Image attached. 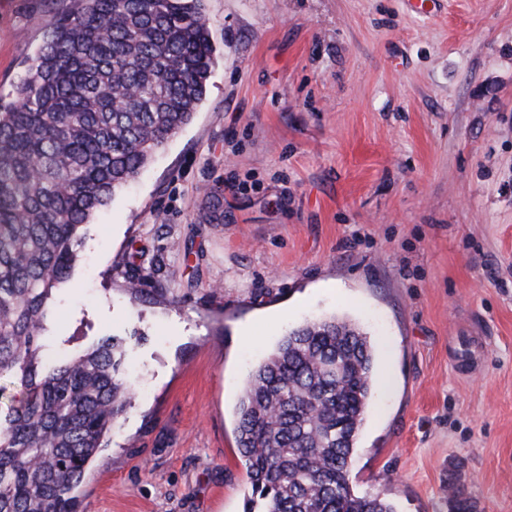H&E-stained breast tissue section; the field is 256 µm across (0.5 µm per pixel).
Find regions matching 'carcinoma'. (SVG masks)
I'll list each match as a JSON object with an SVG mask.
<instances>
[{"label":"carcinoma","mask_w":512,"mask_h":512,"mask_svg":"<svg viewBox=\"0 0 512 512\" xmlns=\"http://www.w3.org/2000/svg\"><path fill=\"white\" fill-rule=\"evenodd\" d=\"M214 52L203 0H73L0 98V377L24 393L0 409V512H79L75 489L126 412L124 340L50 347V299L91 217L190 120ZM152 274L132 263L129 290ZM374 383L371 343L348 320L280 340L237 408L246 512H395L349 482ZM448 503L480 512L453 474Z\"/></svg>","instance_id":"carcinoma-1"}]
</instances>
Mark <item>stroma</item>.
I'll list each match as a JSON object with an SVG mask.
<instances>
[{"label": "stroma", "mask_w": 512, "mask_h": 512, "mask_svg": "<svg viewBox=\"0 0 512 512\" xmlns=\"http://www.w3.org/2000/svg\"><path fill=\"white\" fill-rule=\"evenodd\" d=\"M69 0H0L9 95ZM205 99L84 230L51 333L130 337L83 512H244L237 405L304 320L369 336L355 495L512 512V0H204ZM161 267L131 293L133 254ZM449 512H480L478 503L461 486L455 474L448 478Z\"/></svg>", "instance_id": "35a3bbf8"}]
</instances>
